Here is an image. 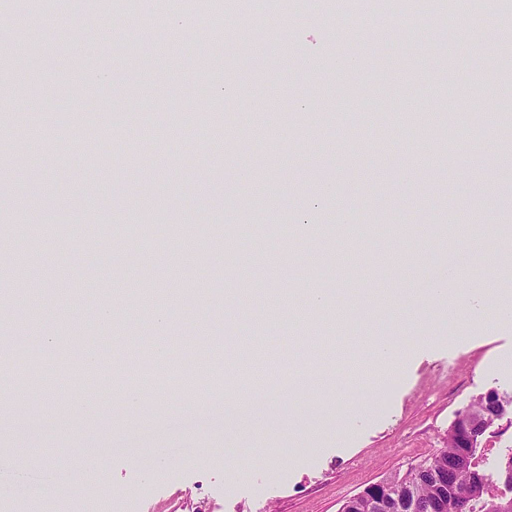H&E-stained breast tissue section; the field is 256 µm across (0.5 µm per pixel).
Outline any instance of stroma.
Wrapping results in <instances>:
<instances>
[{
	"label": "stroma",
	"mask_w": 512,
	"mask_h": 512,
	"mask_svg": "<svg viewBox=\"0 0 512 512\" xmlns=\"http://www.w3.org/2000/svg\"><path fill=\"white\" fill-rule=\"evenodd\" d=\"M444 12L434 0L414 15L413 46L359 0L286 6L284 35L261 41L236 15L249 56L229 78L237 41L212 52L206 17L188 10L148 42L107 21L87 31L80 17L69 38L38 36L33 55L0 43L13 63L0 110L18 115L0 129V334L36 357L14 362L11 392L32 369L57 378L63 341L80 358L93 346L117 371L155 337L182 348L185 372L207 352L213 380L250 365L256 346L273 365L238 386L246 411L230 420L223 396L199 410L177 391L122 412L117 371L98 379L92 415L64 386L37 420L8 404L0 489L15 512H37L23 486L50 483L61 465L86 499L58 494L54 512H86L94 497L112 512L126 498L135 512L199 501L207 512H339L442 448L480 393L512 396V317L493 309L512 304V75L474 44L489 28L512 43V0H474L466 37ZM201 56L205 91L186 81ZM439 60L454 86L436 77ZM226 81L236 96L219 97ZM354 82L364 91L351 98ZM463 87L458 130L448 114ZM410 111L426 129L407 123ZM211 112L220 122L200 125ZM455 224L496 246L449 279L453 307H425L430 271L463 241ZM316 293L323 303L308 304ZM104 310L112 329L101 335ZM406 336L430 342L406 347ZM379 340L398 346L401 368L373 394ZM307 364L318 374L289 379ZM43 452L51 470L29 472L26 455Z\"/></svg>",
	"instance_id": "1"
}]
</instances>
